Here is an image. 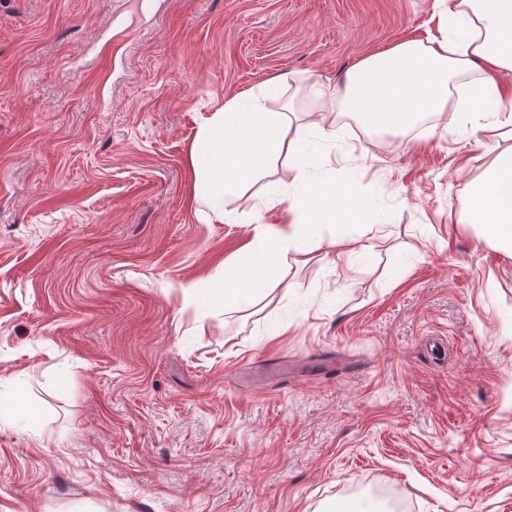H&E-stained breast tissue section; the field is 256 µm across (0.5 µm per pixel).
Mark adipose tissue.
Instances as JSON below:
<instances>
[{
    "instance_id": "1",
    "label": "adipose tissue",
    "mask_w": 512,
    "mask_h": 512,
    "mask_svg": "<svg viewBox=\"0 0 512 512\" xmlns=\"http://www.w3.org/2000/svg\"><path fill=\"white\" fill-rule=\"evenodd\" d=\"M439 33L406 39L361 59L345 76L342 105L362 123L388 129L413 126L425 114L446 112L449 80L461 71L478 70L471 106L492 115L490 130L509 146L475 182L459 221L478 227L484 237L512 256V87L495 73L512 71V0H457L439 9ZM286 116L268 111L254 93L230 98L208 118L191 151L193 199L206 219L224 216L225 199L234 197L268 157L301 154L297 139L285 138ZM332 185H316L285 208L280 227L243 247L227 269L212 300L224 308L262 294L277 268L310 260L311 226L327 223V200L338 197Z\"/></svg>"
}]
</instances>
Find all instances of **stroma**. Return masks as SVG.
<instances>
[{"instance_id":"35a3bbf8","label":"stroma","mask_w":512,"mask_h":512,"mask_svg":"<svg viewBox=\"0 0 512 512\" xmlns=\"http://www.w3.org/2000/svg\"><path fill=\"white\" fill-rule=\"evenodd\" d=\"M437 25L435 0H0V512H373L383 486L512 512V257L457 221L497 139L472 111L384 136L337 100ZM247 90L311 160L267 159L208 223L192 146ZM311 184L346 186L319 233L362 249L210 304Z\"/></svg>"}]
</instances>
